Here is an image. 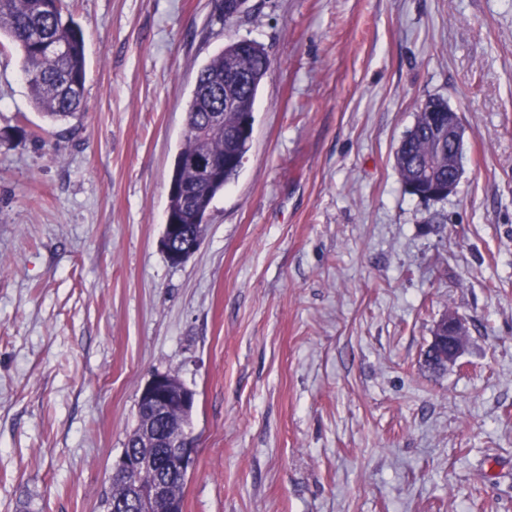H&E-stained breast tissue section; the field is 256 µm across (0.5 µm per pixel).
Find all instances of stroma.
Listing matches in <instances>:
<instances>
[{
  "label": "stroma",
  "mask_w": 512,
  "mask_h": 512,
  "mask_svg": "<svg viewBox=\"0 0 512 512\" xmlns=\"http://www.w3.org/2000/svg\"><path fill=\"white\" fill-rule=\"evenodd\" d=\"M65 4L75 132L0 41V512H98L156 372L196 393L183 512H512V0ZM238 39L271 58L251 148L174 264L190 93ZM430 97L463 128L438 201L394 164ZM467 336L465 323L454 315L444 317L436 326L430 345L440 361L454 363L460 356Z\"/></svg>",
  "instance_id": "35a3bbf8"
}]
</instances>
